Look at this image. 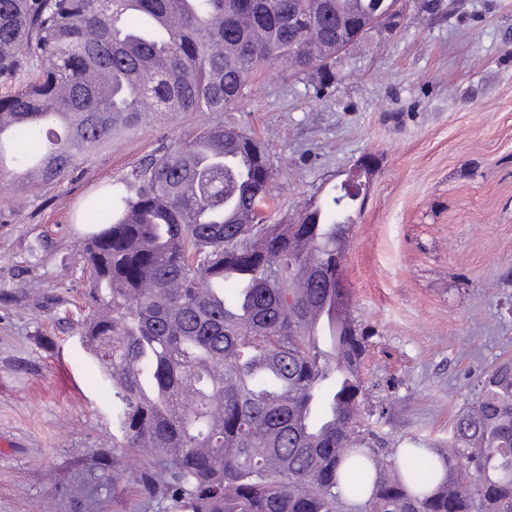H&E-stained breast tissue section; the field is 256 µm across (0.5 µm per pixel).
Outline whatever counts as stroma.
Returning a JSON list of instances; mask_svg holds the SVG:
<instances>
[{"instance_id": "stroma-1", "label": "stroma", "mask_w": 512, "mask_h": 512, "mask_svg": "<svg viewBox=\"0 0 512 512\" xmlns=\"http://www.w3.org/2000/svg\"><path fill=\"white\" fill-rule=\"evenodd\" d=\"M336 65L334 86L282 63L224 113L144 123L61 184L0 182V512H163L113 475L112 392L69 325L82 203L192 131L255 135L275 173L272 220L295 222L371 156L343 278L368 337L360 419L387 448L443 450L483 374L512 359V0H400Z\"/></svg>"}]
</instances>
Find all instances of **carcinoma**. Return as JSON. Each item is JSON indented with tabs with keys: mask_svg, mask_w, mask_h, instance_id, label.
Here are the masks:
<instances>
[{
	"mask_svg": "<svg viewBox=\"0 0 512 512\" xmlns=\"http://www.w3.org/2000/svg\"><path fill=\"white\" fill-rule=\"evenodd\" d=\"M380 0H0V179L61 184L112 138L168 114L222 112L266 65L297 74L372 32ZM219 121L85 202L80 343L112 387V474L172 512H512V361L431 456L358 425L368 336L336 292L355 200L309 231L267 224L273 177ZM237 282L224 295L227 280ZM328 303L331 349L306 323ZM434 485L419 497L413 490Z\"/></svg>",
	"mask_w": 512,
	"mask_h": 512,
	"instance_id": "obj_1",
	"label": "carcinoma"
}]
</instances>
